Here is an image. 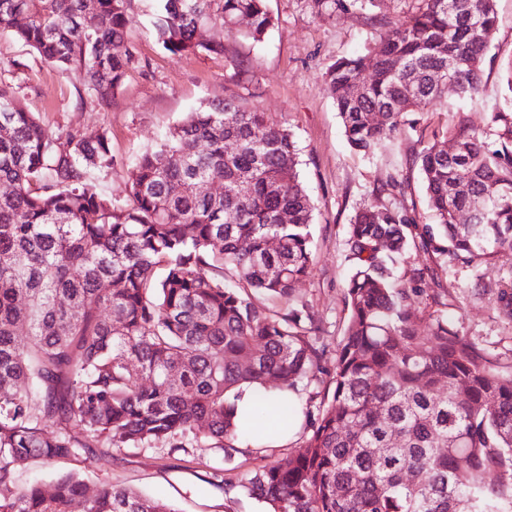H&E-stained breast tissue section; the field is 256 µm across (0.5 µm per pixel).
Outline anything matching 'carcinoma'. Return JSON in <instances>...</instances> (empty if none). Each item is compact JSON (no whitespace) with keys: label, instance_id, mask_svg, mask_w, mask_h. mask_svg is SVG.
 <instances>
[{"label":"carcinoma","instance_id":"obj_1","mask_svg":"<svg viewBox=\"0 0 512 512\" xmlns=\"http://www.w3.org/2000/svg\"><path fill=\"white\" fill-rule=\"evenodd\" d=\"M312 2L330 16L376 0ZM495 2L419 0L383 23L379 58L326 68L323 90L353 150L394 142L405 116L450 82L479 104ZM242 18L240 34L256 43L273 25L266 0H156L153 27L174 55L222 54L218 34ZM0 24L102 108L142 66L127 46L129 0H0ZM489 131L461 114L415 155L437 228L407 232V214L385 205L354 215L333 392L295 454L241 476L271 512H512V369L443 313L418 327L411 303L432 268L394 280L412 246L467 263L512 251V60ZM112 164L106 135L49 132L0 81V512H67L77 499L84 512H176L111 485L87 498L75 473L20 488L15 470L156 442L177 448L188 433L230 461L239 390L255 389L256 416L285 423L299 412L291 393L320 369L312 316L254 302L291 298L313 266V203L287 129L232 95L187 112L142 153L123 204L92 177ZM215 170L221 194L205 186ZM467 211L480 220L459 223ZM273 387L290 395L273 403Z\"/></svg>","mask_w":512,"mask_h":512}]
</instances>
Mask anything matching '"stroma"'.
Wrapping results in <instances>:
<instances>
[{"label": "stroma", "instance_id": "1", "mask_svg": "<svg viewBox=\"0 0 512 512\" xmlns=\"http://www.w3.org/2000/svg\"><path fill=\"white\" fill-rule=\"evenodd\" d=\"M153 5V0H131L128 39L143 66L128 74L111 108L79 97L74 75L59 72L16 42L4 25L0 80L17 87L25 105L50 131L78 129L89 137H108L116 163L94 171L93 177L100 189L120 201L126 198L135 158L200 103L233 95L245 107L271 113L288 129L297 146L300 177L314 204V269L290 300L270 303L269 308L285 313L302 306L314 318L317 344L325 350L323 371L301 384L295 399L319 407L349 317L344 303L352 267L347 228L358 210L380 204L406 210L415 224L435 223L413 156L434 133L452 126L458 113H466L475 127L486 128L488 112L501 100L502 65L512 59V0L496 2L498 27L492 61L484 66L481 103L465 104L447 91L436 105L410 114L395 144L373 157L348 145L336 106L322 88V75L336 59L373 47L382 22L400 18L416 0H378L372 10L352 8L330 17L316 16L309 0H267L274 25L263 42L228 33L224 54L210 56L164 50L151 24ZM428 265L434 266L436 281L418 297L419 310L431 313L430 295L441 294L460 334L500 366L512 367V318L502 313L498 302L500 291L512 287V252L469 266L444 259L435 263L413 248L405 255V269ZM309 434L306 426H299L286 443L254 448L229 462L222 449L189 438L175 450L164 442L116 448L108 460L86 454L48 466H19L16 482L25 486L74 471L90 494L114 485L170 501L179 512H265L264 505L239 486L240 472L287 458Z\"/></svg>", "mask_w": 512, "mask_h": 512}]
</instances>
